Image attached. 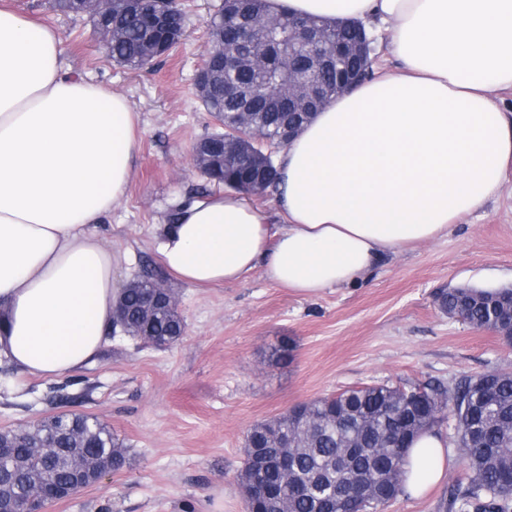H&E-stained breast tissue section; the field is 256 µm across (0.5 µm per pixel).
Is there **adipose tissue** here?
<instances>
[{
	"mask_svg": "<svg viewBox=\"0 0 512 512\" xmlns=\"http://www.w3.org/2000/svg\"><path fill=\"white\" fill-rule=\"evenodd\" d=\"M271 11L387 26L399 69L328 104L286 147L274 213L228 193L183 206L158 238L196 287L246 280L313 296L387 254L447 235L512 181V0H269ZM61 34L0 6V363L58 377L111 329L115 258L95 227L138 150L128 100L74 76ZM448 442H414L406 491L445 474Z\"/></svg>",
	"mask_w": 512,
	"mask_h": 512,
	"instance_id": "obj_1",
	"label": "adipose tissue"
}]
</instances>
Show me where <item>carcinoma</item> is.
<instances>
[{
  "label": "carcinoma",
  "mask_w": 512,
  "mask_h": 512,
  "mask_svg": "<svg viewBox=\"0 0 512 512\" xmlns=\"http://www.w3.org/2000/svg\"><path fill=\"white\" fill-rule=\"evenodd\" d=\"M165 10L171 24L182 22L175 6L155 0H128L112 14L117 31L105 54L119 65L143 69L156 64L146 58L145 43L152 37L145 20ZM271 13L267 0H228L224 3V25L212 29L214 42L224 50L245 46L248 51L266 49L270 41L288 31L292 14L279 15V23L266 27ZM268 70L276 85L286 86L295 74L288 57L275 53ZM252 86L255 73L217 74L202 101L213 117L229 120L237 107L224 98V84ZM267 136L279 132L277 112L281 108L257 96L244 101ZM217 176L243 181L247 173L228 158ZM148 290L141 279L122 291L121 300L131 326L141 319L140 299ZM442 311L457 309L479 329L492 328V312L512 304L511 288L457 287L441 292ZM183 317L176 309H159L149 317V333L159 347H171L182 339ZM455 419L456 444L467 466V483L449 491V507L458 512H512V373L499 372L462 378L452 390L427 385L400 388L374 385L344 390L302 405L298 414L282 415L256 424L245 439L244 462L238 479L249 495L252 485L271 486L280 500L256 512H276L284 504L287 512H380L404 492L405 466L410 445L418 433L438 425L445 416ZM276 432L292 444L291 465L280 469L277 453L265 465L254 468L251 442ZM43 423L26 426L13 435L14 448L0 456V469L14 477L17 494L25 495L34 482L51 489L69 479L74 462L106 472L128 464L127 449L105 424L76 417L73 427L57 432L60 447L37 454L33 445L47 441Z\"/></svg>",
  "instance_id": "1"
}]
</instances>
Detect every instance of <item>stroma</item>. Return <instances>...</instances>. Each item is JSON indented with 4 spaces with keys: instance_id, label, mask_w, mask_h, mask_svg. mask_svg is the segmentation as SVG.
Returning a JSON list of instances; mask_svg holds the SVG:
<instances>
[{
    "instance_id": "1",
    "label": "stroma",
    "mask_w": 512,
    "mask_h": 512,
    "mask_svg": "<svg viewBox=\"0 0 512 512\" xmlns=\"http://www.w3.org/2000/svg\"><path fill=\"white\" fill-rule=\"evenodd\" d=\"M8 2L59 30L73 72L124 95L138 112L134 173L102 237L116 257V285L151 271L177 297L186 323L183 339L165 349L107 336L96 360L71 375L0 373V428L60 411L89 414L130 451L129 467L50 512H247L237 475L254 424L349 388L451 389L468 375L512 371V347L448 318L436 302L456 286L512 285V184L448 235L387 256L354 285L303 296L259 271L230 285L179 283L161 265L156 236L184 198L217 190L192 168L190 150L217 128L194 78L220 0H181L186 39L162 64L141 70L114 63L90 20L54 0ZM285 345L290 357L277 359ZM465 473L464 460L450 455L437 486L398 496L383 512H448V488Z\"/></svg>"
}]
</instances>
